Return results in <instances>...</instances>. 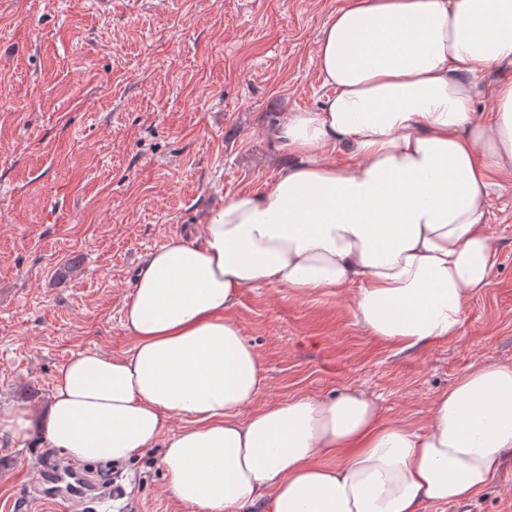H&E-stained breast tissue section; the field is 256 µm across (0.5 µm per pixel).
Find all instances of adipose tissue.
<instances>
[{"instance_id":"adipose-tissue-1","label":"adipose tissue","mask_w":512,"mask_h":512,"mask_svg":"<svg viewBox=\"0 0 512 512\" xmlns=\"http://www.w3.org/2000/svg\"><path fill=\"white\" fill-rule=\"evenodd\" d=\"M316 57L324 98L275 133L288 169L147 255L132 348L74 355L46 405L0 407V436L82 460L161 449L170 491L202 512H424L473 499L512 457V366L493 361L419 430L359 389L253 406L258 356L230 316L244 290L349 288L369 335L451 339L495 264L489 199L512 185V77L488 78L512 70V0H345Z\"/></svg>"}]
</instances>
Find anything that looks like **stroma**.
<instances>
[{
	"instance_id": "stroma-1",
	"label": "stroma",
	"mask_w": 512,
	"mask_h": 512,
	"mask_svg": "<svg viewBox=\"0 0 512 512\" xmlns=\"http://www.w3.org/2000/svg\"><path fill=\"white\" fill-rule=\"evenodd\" d=\"M341 0H0V403L42 401L57 369L133 340L123 309L143 258L199 236L224 198L290 158L271 136L325 90L316 41ZM498 251L457 336L414 350L367 334L352 291L248 289L231 312L257 353L256 407L358 388L421 429L470 366L512 365V186L492 196ZM58 452L0 437V512H84L45 496ZM96 512H192L161 451L113 464ZM512 512V460L476 495Z\"/></svg>"
}]
</instances>
